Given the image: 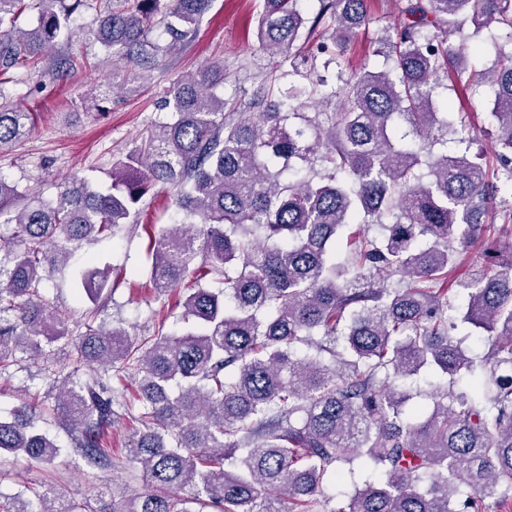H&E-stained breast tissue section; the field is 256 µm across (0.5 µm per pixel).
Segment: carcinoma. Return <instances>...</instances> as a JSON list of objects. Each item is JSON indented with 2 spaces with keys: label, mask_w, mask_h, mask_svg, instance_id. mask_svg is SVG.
<instances>
[{
  "label": "carcinoma",
  "mask_w": 512,
  "mask_h": 512,
  "mask_svg": "<svg viewBox=\"0 0 512 512\" xmlns=\"http://www.w3.org/2000/svg\"><path fill=\"white\" fill-rule=\"evenodd\" d=\"M95 38L112 55L150 67L191 41L213 0H102ZM263 0L256 30L281 63L304 31L323 28L338 48L369 22L367 0ZM88 0H0V69L37 62ZM28 7L38 24L17 30ZM500 27L512 37V0H404L382 41L384 68L345 80L334 111L325 80L296 66L265 110L224 113V66L181 76L156 123L112 164L107 191L77 174L51 199L0 175V372L22 350L72 341L81 359L136 367L138 424L131 461L153 491L89 508L48 489L0 495V512H195L192 489L214 512H488L512 491V50L491 69L464 35ZM492 98L494 160L448 149L435 93ZM0 81V153L21 142L34 113L12 107ZM419 137L422 144L408 142ZM178 189V218L150 225L149 286L182 296L183 328L134 338L90 322L72 329L39 292L86 241L136 230L133 217L157 185ZM500 214L502 223L494 222ZM350 224L377 227L347 239ZM480 269L461 280L469 250ZM93 305L113 292L112 271L71 270ZM469 327L483 330L481 356ZM444 384L411 406L414 381ZM116 400L99 378L70 381L56 413L85 466L112 460L108 429ZM31 396L0 416V458L52 466L62 448ZM333 507L324 484L354 477ZM291 503L283 510L282 501Z\"/></svg>",
  "instance_id": "obj_1"
}]
</instances>
